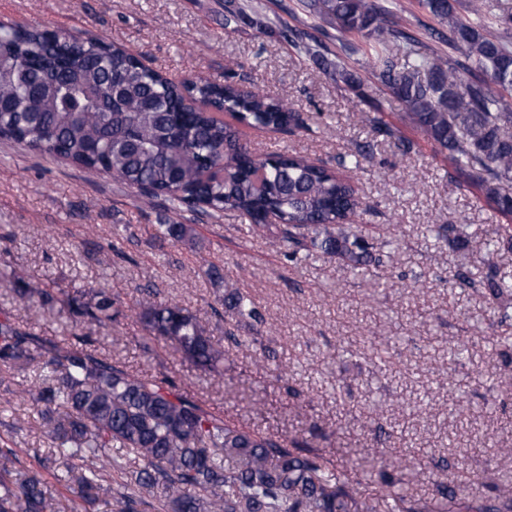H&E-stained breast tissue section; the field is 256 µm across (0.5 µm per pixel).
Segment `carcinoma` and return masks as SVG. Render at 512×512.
I'll use <instances>...</instances> for the list:
<instances>
[{"mask_svg": "<svg viewBox=\"0 0 512 512\" xmlns=\"http://www.w3.org/2000/svg\"><path fill=\"white\" fill-rule=\"evenodd\" d=\"M422 9L448 25V45L463 52L481 77L460 75L459 60L432 47L406 56L398 69L386 61L377 79L406 108L413 125L476 184L499 212L512 215V48L488 31L482 8L472 16L457 0H419ZM312 9L344 37L361 35L386 46L407 38L386 20L374 0H312ZM123 83L129 93L99 96L102 85ZM150 98L154 110L142 109ZM0 133L29 149L67 160L88 171L113 175L165 212L204 204L231 210L251 225L275 230L290 257L335 258L364 271L382 266V254L353 222L360 199L354 186L298 154H257L240 142L235 124L285 129L304 124L284 95L244 91L234 83L175 82L145 66L118 45L88 35H58L37 25H6L0 31ZM230 116L234 123L224 120ZM278 224L263 223L268 214ZM193 228L164 217L159 234L192 240ZM491 300L512 298V286L493 272ZM9 288L22 301L74 325L108 326L121 314L120 300L105 288H56L13 273ZM238 327L264 322L254 298L234 290L220 298ZM146 339L211 372L224 349L209 322L183 304L140 290L133 305ZM41 371L29 389L45 434L55 444L44 467L65 469L81 500L114 499L118 512H421L392 475L406 459L379 457V496L363 497L364 473L341 483L314 453L299 454L267 434L240 428L205 409L164 379L139 375L112 361L86 336L59 343L11 317L0 318V368ZM127 450L135 465L121 490L112 492V448ZM16 451L0 448V512H50L45 482L12 469ZM495 502L476 512L512 509V481L497 485ZM446 504L465 498V486L444 475Z\"/></svg>", "mask_w": 512, "mask_h": 512, "instance_id": "carcinoma-1", "label": "carcinoma"}]
</instances>
